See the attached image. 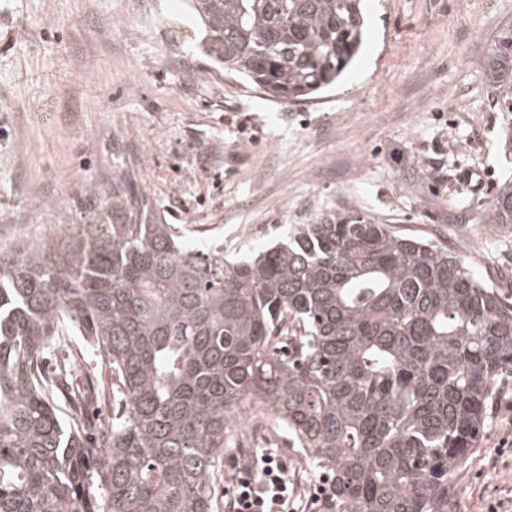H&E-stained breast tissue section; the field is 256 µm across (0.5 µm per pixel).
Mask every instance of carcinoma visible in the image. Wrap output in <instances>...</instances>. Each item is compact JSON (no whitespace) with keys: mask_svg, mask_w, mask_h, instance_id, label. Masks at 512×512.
<instances>
[{"mask_svg":"<svg viewBox=\"0 0 512 512\" xmlns=\"http://www.w3.org/2000/svg\"><path fill=\"white\" fill-rule=\"evenodd\" d=\"M200 54L283 102L312 100L363 43L362 0H188ZM512 119V27L491 49ZM129 177L92 220L0 250V512H215L245 407L269 410L326 481L327 512H451L501 375L512 297L448 247L333 210L252 256L187 247ZM489 224H512V183ZM112 370L53 372L71 332ZM72 337L74 342L80 338V336ZM75 345H72L74 353L72 349L71 351L75 356L78 366L91 374L93 381L98 385L99 392H102V398L98 401V407H96L100 410V418L105 416L109 422H112V412L114 413V409H118L112 397V372L109 368L96 361L88 350L79 349L76 342ZM119 411L120 408L118 409Z\"/></svg>","mask_w":512,"mask_h":512,"instance_id":"cac0c4a2","label":"carcinoma"}]
</instances>
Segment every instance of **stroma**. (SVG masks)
<instances>
[{"mask_svg":"<svg viewBox=\"0 0 512 512\" xmlns=\"http://www.w3.org/2000/svg\"><path fill=\"white\" fill-rule=\"evenodd\" d=\"M364 17L341 82L289 103L198 56L184 0H0V249L85 223L89 197L130 175L195 250L257 252L354 209L511 295L512 232L482 216L512 181V123L485 85L512 0H365ZM510 401L507 374L456 512L512 496Z\"/></svg>","mask_w":512,"mask_h":512,"instance_id":"stroma-1","label":"stroma"}]
</instances>
